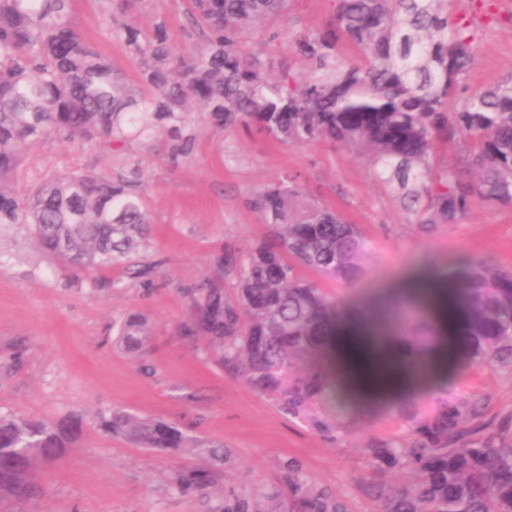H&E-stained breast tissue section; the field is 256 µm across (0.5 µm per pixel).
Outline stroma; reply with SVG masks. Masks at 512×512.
Returning <instances> with one entry per match:
<instances>
[{
    "label": "stroma",
    "mask_w": 512,
    "mask_h": 512,
    "mask_svg": "<svg viewBox=\"0 0 512 512\" xmlns=\"http://www.w3.org/2000/svg\"><path fill=\"white\" fill-rule=\"evenodd\" d=\"M335 0H291L278 27L279 53L297 71L294 39L323 26ZM184 0H154L172 45L199 46L202 37ZM459 10L494 14L474 44L469 87L487 88L512 77V0H460ZM72 19L114 70L137 82L135 63L117 45L100 0H73ZM196 139L189 156L169 153L165 133L123 148L76 138H50L25 152L15 180L18 195L63 172L119 176L139 167L146 180L151 224L137 254L159 262L151 284L112 271H64L39 249L26 224L0 233V417L57 420L76 416L83 431L63 459L41 467L39 493L23 512H223L230 490L273 486L280 459H300L310 477L348 499L354 512H372L362 480L360 448L369 436L396 432L394 422L364 420L329 441L288 420L268 400L212 364L202 344L177 328L187 314L184 288L211 275L224 248L245 253L271 242L268 225L246 206L260 186L294 175L312 195L358 225L371 244L363 279L346 285L318 277L320 288L359 307L405 289L417 274L476 257L512 269V203L475 200L456 223L424 230L354 149L319 142L284 146L253 129L217 130L192 109ZM115 287H108V280ZM134 316L150 332L149 351L122 348L112 324ZM456 392L483 393L493 412L512 415V377L472 367ZM120 406L140 417L180 424L188 434L222 441L234 458L218 483L186 496L174 487L179 469L205 465L203 456L160 454L99 431L100 412Z\"/></svg>",
    "instance_id": "obj_1"
}]
</instances>
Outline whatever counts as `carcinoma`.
I'll return each instance as SVG.
<instances>
[{
    "label": "carcinoma",
    "instance_id": "1",
    "mask_svg": "<svg viewBox=\"0 0 512 512\" xmlns=\"http://www.w3.org/2000/svg\"><path fill=\"white\" fill-rule=\"evenodd\" d=\"M71 0H0V226L29 224L55 263L82 270L129 266L150 223L139 170L129 178L69 172L25 198L13 191L24 150L49 137L123 143L132 132L148 141L154 121L169 123L170 154L188 155L195 136L186 114L194 102L222 130L253 126L289 146L319 141L370 157L402 208L424 228L451 224L475 199L512 203V79L467 90L476 33L455 0H336L325 25L294 40L307 65L296 72L253 46L254 28L275 25L289 0H186L203 45L179 52L166 24L143 31L135 18L115 37L135 61L134 86L75 27ZM463 136L467 181L438 157L439 145ZM247 206L270 226L276 244L247 253L224 251L215 272L187 289L189 315L179 328L202 341L225 374L273 402L290 420L335 441L349 419L336 388L331 347L345 308L295 272L303 265L346 283L364 274L369 241L357 225L322 205L295 177L269 184ZM235 278L224 288V275ZM448 322L467 365L512 376V272L480 259L436 271ZM432 324L402 319V337L418 367L430 358ZM132 352L148 343L144 323L118 328ZM435 399L423 391L387 409L402 434L372 437L361 448L369 465L367 492L379 512H512V425L490 417L485 395H458L441 380ZM97 427L110 436L161 452L206 455L211 467L176 474L182 493L205 492L214 471L232 463L224 444L186 435L177 424L115 407ZM80 425L0 418V503L36 495L41 462L64 455ZM281 484L232 494L224 512H351L336 491L312 481L301 461L278 464ZM388 471L409 476L393 487Z\"/></svg>",
    "mask_w": 512,
    "mask_h": 512
}]
</instances>
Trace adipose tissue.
Masks as SVG:
<instances>
[{"label": "adipose tissue", "mask_w": 512, "mask_h": 512, "mask_svg": "<svg viewBox=\"0 0 512 512\" xmlns=\"http://www.w3.org/2000/svg\"><path fill=\"white\" fill-rule=\"evenodd\" d=\"M342 333L344 341L334 351L336 381L354 402L396 399L447 371L446 366L434 365L428 374H419L397 343L362 325L345 324Z\"/></svg>", "instance_id": "obj_1"}]
</instances>
